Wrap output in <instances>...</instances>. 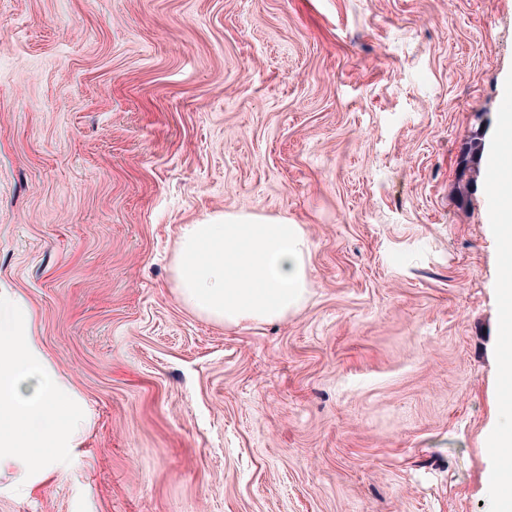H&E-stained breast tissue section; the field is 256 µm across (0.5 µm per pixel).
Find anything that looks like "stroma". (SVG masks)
Instances as JSON below:
<instances>
[{
  "label": "stroma",
  "instance_id": "stroma-1",
  "mask_svg": "<svg viewBox=\"0 0 512 512\" xmlns=\"http://www.w3.org/2000/svg\"><path fill=\"white\" fill-rule=\"evenodd\" d=\"M512 0H0V280L79 448L0 512H491ZM285 216L310 293L225 327L179 227Z\"/></svg>",
  "mask_w": 512,
  "mask_h": 512
}]
</instances>
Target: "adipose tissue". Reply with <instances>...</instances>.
Masks as SVG:
<instances>
[{
	"label": "adipose tissue",
	"mask_w": 512,
	"mask_h": 512,
	"mask_svg": "<svg viewBox=\"0 0 512 512\" xmlns=\"http://www.w3.org/2000/svg\"><path fill=\"white\" fill-rule=\"evenodd\" d=\"M308 239L284 217L248 213L211 215L180 228L173 266L180 302L227 326L287 319L308 295ZM33 315L0 283V469L39 476L53 470L58 449L72 448L82 422L63 383L33 341ZM512 446V399L502 398L487 438L494 456L485 478L498 489L494 512H512L501 489L512 466L501 449Z\"/></svg>",
	"instance_id": "adipose-tissue-1"
}]
</instances>
